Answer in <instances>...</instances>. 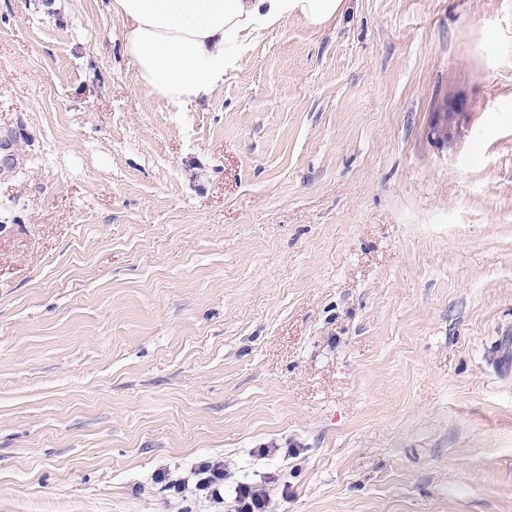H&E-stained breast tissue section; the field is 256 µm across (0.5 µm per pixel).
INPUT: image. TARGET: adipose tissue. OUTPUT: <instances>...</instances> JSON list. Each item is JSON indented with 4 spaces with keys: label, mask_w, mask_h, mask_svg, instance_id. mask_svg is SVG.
<instances>
[{
    "label": "adipose tissue",
    "mask_w": 512,
    "mask_h": 512,
    "mask_svg": "<svg viewBox=\"0 0 512 512\" xmlns=\"http://www.w3.org/2000/svg\"><path fill=\"white\" fill-rule=\"evenodd\" d=\"M345 0H112L125 52L140 83L167 103L210 96L233 70L235 47L292 16L320 26Z\"/></svg>",
    "instance_id": "1"
}]
</instances>
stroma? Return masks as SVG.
<instances>
[{"instance_id": "1", "label": "stroma", "mask_w": 512, "mask_h": 512, "mask_svg": "<svg viewBox=\"0 0 512 512\" xmlns=\"http://www.w3.org/2000/svg\"><path fill=\"white\" fill-rule=\"evenodd\" d=\"M346 3L176 107L0 0V512H512V0ZM462 110V104L456 99L448 97L439 102L435 111L432 112L427 138L438 143L449 140L466 113ZM235 464L227 459L224 462L208 463L202 466L199 474L206 475L196 483V490L205 491L207 496L220 500L224 481L234 476ZM276 475L267 474L264 484L236 482L233 487L235 512H270V494L265 484L276 481Z\"/></svg>"}]
</instances>
